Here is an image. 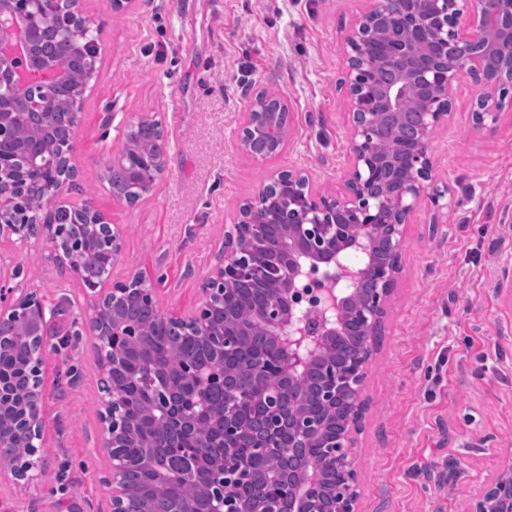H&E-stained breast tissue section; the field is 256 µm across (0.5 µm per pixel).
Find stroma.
Wrapping results in <instances>:
<instances>
[{"label": "stroma", "instance_id": "35a3bbf8", "mask_svg": "<svg viewBox=\"0 0 512 512\" xmlns=\"http://www.w3.org/2000/svg\"><path fill=\"white\" fill-rule=\"evenodd\" d=\"M96 70L74 133L68 204H91L127 229L112 278L143 274L158 307L187 312L224 261V234L266 170L304 169L322 189L340 183L348 153L341 46L362 0H82ZM286 93L287 150L257 165L235 146L258 91ZM480 89L462 78L432 143L434 176L451 208L422 200L407 227L403 270L387 307L354 436L356 512H467L512 454V110L475 128ZM161 119L167 171L134 204L103 178L130 121ZM49 244L0 242V276L52 315L42 356L49 467L38 486L0 483V512H110L103 479L97 342L80 277Z\"/></svg>", "mask_w": 512, "mask_h": 512}]
</instances>
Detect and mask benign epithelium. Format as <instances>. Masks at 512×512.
<instances>
[{"mask_svg":"<svg viewBox=\"0 0 512 512\" xmlns=\"http://www.w3.org/2000/svg\"><path fill=\"white\" fill-rule=\"evenodd\" d=\"M350 34L342 45L347 71L342 81L349 104V163L341 187L322 192L303 169L268 173L254 195L239 205L231 230L225 233L229 252L224 264L202 284L204 301L189 313H164L153 289L140 274L110 281L120 260L124 229L91 207L63 209L80 223L82 237L98 235L107 243L109 264L100 277L86 275L78 262L83 242L64 237L56 224L57 209L46 208L35 220L39 235L48 241L62 268L79 275L93 298V314L85 330L99 341L102 372L100 420L110 466L104 479L111 490V512H130L131 489L116 449L134 435L123 415L122 393L112 379L124 356L119 339L133 340L146 327L128 320L124 307L135 300L155 309L163 320L183 335L204 342L220 340L225 325L216 324L217 311L227 296L249 288L257 280L272 284L260 306L238 324L246 331L258 329L279 352L275 362L259 361L253 373L262 377L288 373L298 376L322 368L311 395L326 409V418L340 420L324 431L320 423H304L303 402L293 409L272 407L288 424L293 441L283 451L284 467L265 478L278 498L252 512H355L357 472L350 445L363 413L360 400L366 366L371 356L368 337L375 335L401 272L402 253L410 218L423 198L437 210L453 204L448 185L436 183L431 148L433 137L452 107L455 84L464 76L481 88L471 120L479 129L497 125L505 106L512 107V0H501L494 16L484 10V0H365ZM9 25L0 24V88H16L30 115L52 97L80 103L87 86L68 82L67 64L33 52L47 43L69 41L86 26L80 0H7ZM427 47L422 57L418 49ZM421 91L419 112L402 111L409 87ZM17 106L0 105V142L9 139ZM79 115H67V144L59 151L35 146V165L13 164L0 156V240L33 238L22 224L24 199L41 192L58 191L75 182L74 130ZM293 113L288 97L259 91L250 100L236 132L238 149L263 166L279 156L292 133ZM153 125L159 131L152 158L136 169L140 195L150 193L166 169L167 132L161 121L141 117L128 125ZM52 318L33 293L14 297V289L0 280V347L14 336L26 338L34 386L28 390L0 387V445L17 437L29 449L27 463L10 470L12 481L26 486L38 482L45 457L35 441L42 438V400L39 390L41 353L52 329ZM367 337L364 351L342 362L326 350L350 329ZM218 356L199 365L171 360L198 379L200 404L208 406L211 387H224V405L209 415L224 420V438L236 429L237 407L250 398H275L278 389L262 383L247 394L233 388L227 376L216 377ZM310 440L336 458V489L328 501L317 491L320 471L303 456ZM164 484L178 483L179 473L165 458L149 460ZM215 479L203 491L222 512H244L234 495L242 481L253 480L246 457L235 448L224 449V459L210 465ZM468 512H512V458L474 499Z\"/></svg>","mask_w":512,"mask_h":512,"instance_id":"7a95c632","label":"benign epithelium"}]
</instances>
